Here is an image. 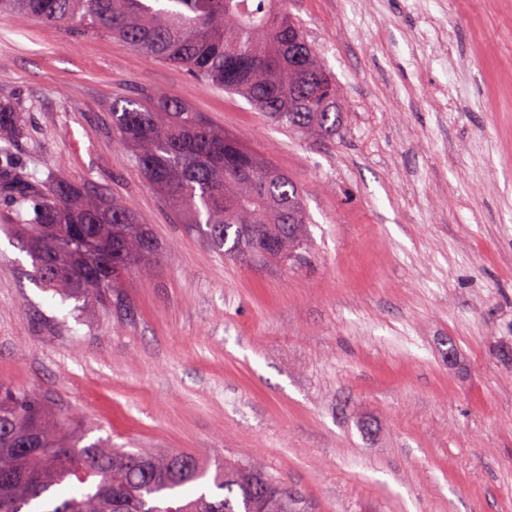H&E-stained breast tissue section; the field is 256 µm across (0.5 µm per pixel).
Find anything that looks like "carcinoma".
<instances>
[{
  "label": "carcinoma",
  "instance_id": "carcinoma-1",
  "mask_svg": "<svg viewBox=\"0 0 512 512\" xmlns=\"http://www.w3.org/2000/svg\"><path fill=\"white\" fill-rule=\"evenodd\" d=\"M0 12L72 35L118 37L138 53L244 98L302 137L336 135V81L286 0H0ZM112 130L142 178L186 229L235 260L284 264L306 247L299 185L236 137L170 96L112 103ZM25 110L0 98V198L36 279L64 301L112 304V284L147 273L158 254L133 209L56 168L38 179L17 163ZM80 415L48 412L0 388V512H277L261 509L272 475L247 463L85 443Z\"/></svg>",
  "mask_w": 512,
  "mask_h": 512
}]
</instances>
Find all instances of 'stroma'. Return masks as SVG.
Segmentation results:
<instances>
[{
  "label": "stroma",
  "instance_id": "obj_1",
  "mask_svg": "<svg viewBox=\"0 0 512 512\" xmlns=\"http://www.w3.org/2000/svg\"><path fill=\"white\" fill-rule=\"evenodd\" d=\"M336 79L335 140L112 37L0 15L20 163L130 204L159 255L117 304L41 287L0 230V386L89 440L244 461L304 512H512V0H288ZM169 95L296 181L310 245L226 260L112 132Z\"/></svg>",
  "mask_w": 512,
  "mask_h": 512
}]
</instances>
